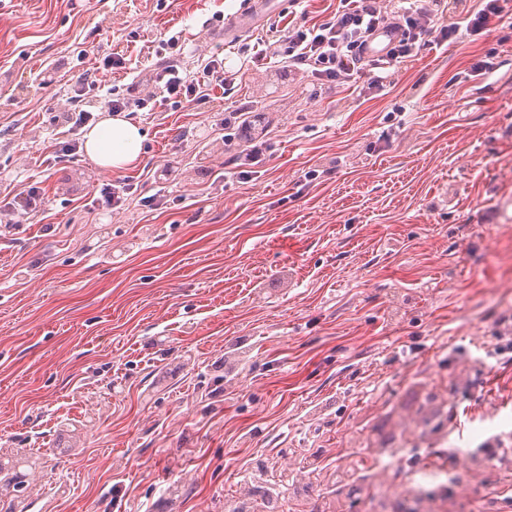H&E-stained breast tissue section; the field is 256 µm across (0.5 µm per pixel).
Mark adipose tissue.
Returning <instances> with one entry per match:
<instances>
[{"instance_id":"obj_1","label":"adipose tissue","mask_w":512,"mask_h":512,"mask_svg":"<svg viewBox=\"0 0 512 512\" xmlns=\"http://www.w3.org/2000/svg\"><path fill=\"white\" fill-rule=\"evenodd\" d=\"M143 140L138 125L126 115H108L85 133L84 152L104 172L127 171L140 163Z\"/></svg>"}]
</instances>
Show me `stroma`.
<instances>
[{
	"label": "stroma",
	"mask_w": 512,
	"mask_h": 512,
	"mask_svg": "<svg viewBox=\"0 0 512 512\" xmlns=\"http://www.w3.org/2000/svg\"><path fill=\"white\" fill-rule=\"evenodd\" d=\"M246 2L0 0V202L49 199L0 226V445L41 457L19 469L28 512H226L238 495L415 512L404 484L375 498L358 474L299 477L278 503L252 481L266 460L333 469L372 448L447 471L436 512H512V352L486 355L512 318V0L359 93L232 53L216 33ZM172 35L267 113V159L234 175L221 90L132 106L133 201L92 208L113 177L62 151L59 109L83 76L124 79L74 60L112 44L136 66ZM490 50L493 71L471 72ZM18 196L21 197V203L17 212L27 217H34L43 213L48 206V200L40 192V189L36 186L29 187L26 193L20 192Z\"/></svg>",
	"instance_id": "obj_1"
}]
</instances>
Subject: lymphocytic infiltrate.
I'll return each instance as SVG.
<instances>
[{"label":"lymphocytic infiltrate","mask_w":512,"mask_h":512,"mask_svg":"<svg viewBox=\"0 0 512 512\" xmlns=\"http://www.w3.org/2000/svg\"><path fill=\"white\" fill-rule=\"evenodd\" d=\"M503 11L501 0H480L479 6L464 12H449L445 0H398L391 7L382 0H338L334 13L319 23L292 25L262 41L256 58H277L290 68L303 71L320 83L342 86L364 82L369 89L384 90L391 76L408 59L443 45L460 32L480 34ZM392 38L379 58L367 57L368 42L382 30ZM178 36L159 40L155 55L162 65L149 79H134L125 91L108 89L104 105L112 112L129 105L163 112L178 109L204 98L213 88L231 90L233 80L222 61L212 58L187 70L180 64Z\"/></svg>","instance_id":"f902f5d3"}]
</instances>
